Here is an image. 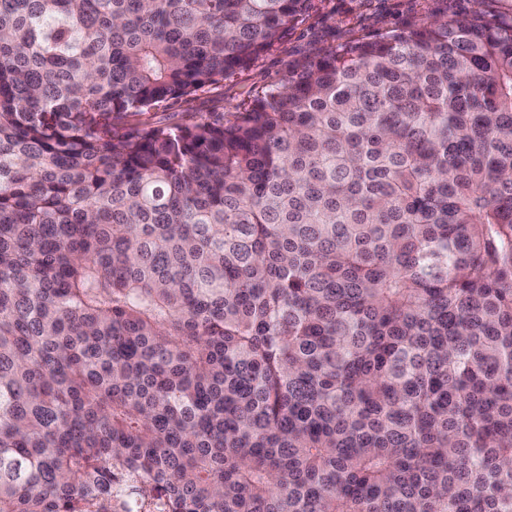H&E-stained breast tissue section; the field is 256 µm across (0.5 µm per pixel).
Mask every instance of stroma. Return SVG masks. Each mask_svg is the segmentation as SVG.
Segmentation results:
<instances>
[{
	"label": "stroma",
	"instance_id": "1",
	"mask_svg": "<svg viewBox=\"0 0 512 512\" xmlns=\"http://www.w3.org/2000/svg\"><path fill=\"white\" fill-rule=\"evenodd\" d=\"M441 13L452 20L483 13L510 24L512 0H312L308 16L289 31L277 52L216 90L159 110L158 116L188 124L208 112L234 111L251 90L278 81L283 58L302 57L312 47L339 49L358 36L381 34Z\"/></svg>",
	"mask_w": 512,
	"mask_h": 512
}]
</instances>
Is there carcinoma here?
I'll return each mask as SVG.
<instances>
[{"mask_svg":"<svg viewBox=\"0 0 512 512\" xmlns=\"http://www.w3.org/2000/svg\"><path fill=\"white\" fill-rule=\"evenodd\" d=\"M311 0H0V512H512V25L283 61Z\"/></svg>","mask_w":512,"mask_h":512,"instance_id":"cac0c4a2","label":"carcinoma"}]
</instances>
